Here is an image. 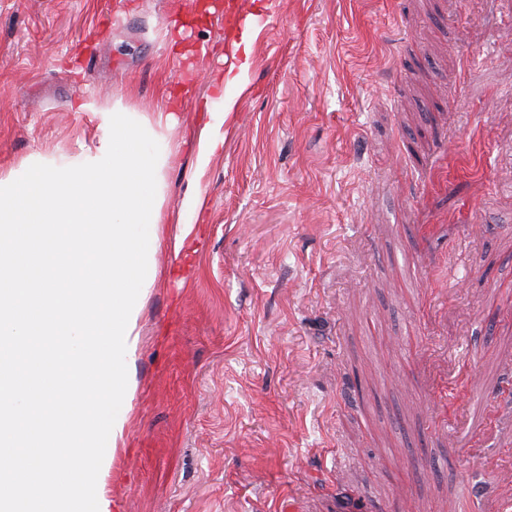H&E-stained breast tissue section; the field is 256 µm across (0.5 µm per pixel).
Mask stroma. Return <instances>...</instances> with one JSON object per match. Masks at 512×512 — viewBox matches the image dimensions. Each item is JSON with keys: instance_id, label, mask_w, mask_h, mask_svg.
Listing matches in <instances>:
<instances>
[{"instance_id": "obj_1", "label": "stroma", "mask_w": 512, "mask_h": 512, "mask_svg": "<svg viewBox=\"0 0 512 512\" xmlns=\"http://www.w3.org/2000/svg\"><path fill=\"white\" fill-rule=\"evenodd\" d=\"M271 7L201 170L224 0H0V177L96 153L115 101L176 99L112 512H495L512 0Z\"/></svg>"}]
</instances>
